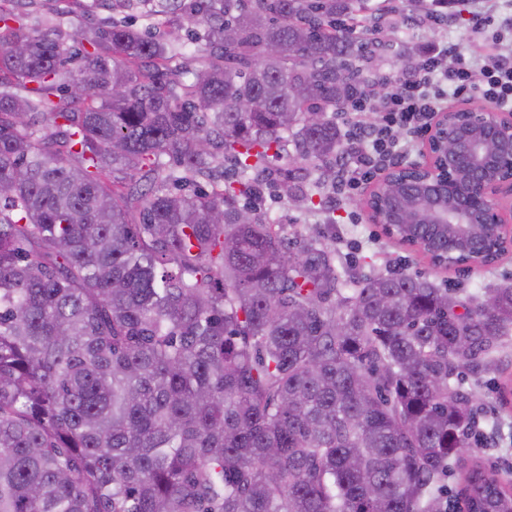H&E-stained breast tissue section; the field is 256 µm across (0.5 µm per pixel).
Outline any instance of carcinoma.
<instances>
[{
  "label": "carcinoma",
  "instance_id": "carcinoma-1",
  "mask_svg": "<svg viewBox=\"0 0 512 512\" xmlns=\"http://www.w3.org/2000/svg\"><path fill=\"white\" fill-rule=\"evenodd\" d=\"M31 2L0 0V512H448L460 370H499L512 286L351 288L240 203L290 144L287 196L336 183L375 53L336 17L364 0H146L196 25L199 66L176 30L66 37ZM461 482L465 512H512L477 458Z\"/></svg>",
  "mask_w": 512,
  "mask_h": 512
}]
</instances>
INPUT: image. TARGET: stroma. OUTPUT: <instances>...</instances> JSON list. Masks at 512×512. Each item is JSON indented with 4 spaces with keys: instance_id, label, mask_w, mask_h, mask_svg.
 Segmentation results:
<instances>
[{
    "instance_id": "1",
    "label": "stroma",
    "mask_w": 512,
    "mask_h": 512,
    "mask_svg": "<svg viewBox=\"0 0 512 512\" xmlns=\"http://www.w3.org/2000/svg\"><path fill=\"white\" fill-rule=\"evenodd\" d=\"M381 9L382 22L372 36L385 43L384 51L365 63L364 76L384 75L390 78L405 75L404 58H418L422 50L435 42L463 44L466 51H479L483 35L472 31L469 0H449L444 11L449 24L405 26L403 18L416 8L415 0H371ZM72 22L123 21L152 34L165 33V26H149L144 12L138 8H122L103 4L102 0H42L30 15L31 23L47 28L57 19ZM262 211L283 228L291 240L317 236L334 248L339 263L355 278L374 273L404 272L426 275L437 287L459 285L460 297L477 291L512 283V253L497 262L477 267L465 276L448 269L433 268L423 254L407 245L383 236L377 225L371 224L362 209L352 205L350 198L335 200L332 188H324L312 203L295 204L275 181L263 187ZM498 372L479 376L466 375L464 386L472 391L478 411L477 420L487 444L477 454L485 466L512 480V401H504L498 389Z\"/></svg>"
}]
</instances>
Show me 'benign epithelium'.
Segmentation results:
<instances>
[{"instance_id": "obj_1", "label": "benign epithelium", "mask_w": 512, "mask_h": 512, "mask_svg": "<svg viewBox=\"0 0 512 512\" xmlns=\"http://www.w3.org/2000/svg\"><path fill=\"white\" fill-rule=\"evenodd\" d=\"M426 161L405 167L414 181H398L388 171L366 188L362 203L380 231L430 257L434 267H452L434 254L431 237L418 231L451 230L465 268L485 265L475 249L473 229L486 224L493 237L512 239V214L496 202L512 194V113L493 107L463 106L439 113L423 133Z\"/></svg>"}]
</instances>
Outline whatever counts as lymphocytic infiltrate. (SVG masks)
<instances>
[{
  "label": "lymphocytic infiltrate",
  "instance_id": "1",
  "mask_svg": "<svg viewBox=\"0 0 512 512\" xmlns=\"http://www.w3.org/2000/svg\"><path fill=\"white\" fill-rule=\"evenodd\" d=\"M503 33L485 40L484 52L466 56L460 49L436 44L425 49L415 70L383 87L369 88L354 107L345 137L347 152L338 168L337 196L349 195L408 155L401 133L416 136L448 108L449 95L477 91L487 102L512 112V54L504 53ZM480 84H472L473 73Z\"/></svg>",
  "mask_w": 512,
  "mask_h": 512
}]
</instances>
